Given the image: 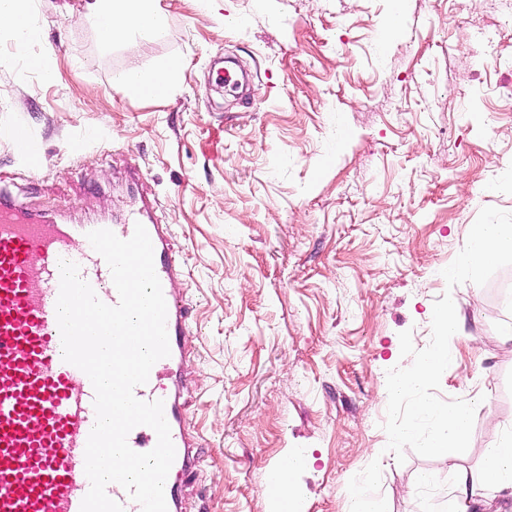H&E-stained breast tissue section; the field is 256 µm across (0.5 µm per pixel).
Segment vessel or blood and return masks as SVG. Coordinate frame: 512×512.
Segmentation results:
<instances>
[{
    "label": "vessel or blood",
    "instance_id": "b4317fda",
    "mask_svg": "<svg viewBox=\"0 0 512 512\" xmlns=\"http://www.w3.org/2000/svg\"><path fill=\"white\" fill-rule=\"evenodd\" d=\"M18 156L35 161L40 152L25 128L11 133ZM143 225L154 249V266L167 305L170 354L157 361L146 384L135 390L143 401L160 400L176 449L166 478L167 512H184L182 476L193 467L200 443L182 399L181 368L190 332L186 304L174 284L183 273L173 251L170 225L137 209L108 228L120 239ZM87 224H59L26 213L0 195V512H80L90 483L85 447L95 422L94 389L88 376L62 359L56 317L60 260L79 266L106 304L119 297L104 258L91 247ZM155 431L135 427L128 444L152 450Z\"/></svg>",
    "mask_w": 512,
    "mask_h": 512
}]
</instances>
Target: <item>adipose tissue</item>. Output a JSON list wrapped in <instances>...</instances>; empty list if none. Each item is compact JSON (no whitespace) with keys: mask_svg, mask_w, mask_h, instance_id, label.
Here are the masks:
<instances>
[{"mask_svg":"<svg viewBox=\"0 0 512 512\" xmlns=\"http://www.w3.org/2000/svg\"><path fill=\"white\" fill-rule=\"evenodd\" d=\"M78 20L99 35L104 46L133 36L149 39L167 23L160 0H88ZM39 28L30 0H0V30H8L19 44H26ZM178 64L166 61L151 70L132 69L119 76L118 85L127 92L158 96L167 90ZM303 466L298 455L284 457L269 474L273 493L272 512H300V484L296 479ZM512 490V430L504 429L496 446L488 449L478 476L462 479L460 494L448 502V512H468L485 488Z\"/></svg>","mask_w":512,"mask_h":512,"instance_id":"adipose-tissue-1","label":"adipose tissue"}]
</instances>
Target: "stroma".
I'll return each mask as SVG.
<instances>
[{
	"label": "stroma",
	"mask_w": 512,
	"mask_h": 512,
	"mask_svg": "<svg viewBox=\"0 0 512 512\" xmlns=\"http://www.w3.org/2000/svg\"><path fill=\"white\" fill-rule=\"evenodd\" d=\"M83 3L31 0L40 31L22 47L0 30V191L69 224L146 200L171 226L202 444L188 512H270L288 453L304 461L302 512H346L369 466L384 512H445L456 475L479 473L512 424V267L483 286L441 275L481 208L512 212V0H162L161 32L109 48L77 24ZM471 25L503 31L498 58L463 46ZM219 55L251 74L248 103L216 92ZM166 60V94L114 83ZM19 125L39 165L13 153ZM447 291L460 334L437 395L480 398L470 445L400 462L386 372L400 332L428 345Z\"/></svg>",
	"instance_id": "1"
}]
</instances>
